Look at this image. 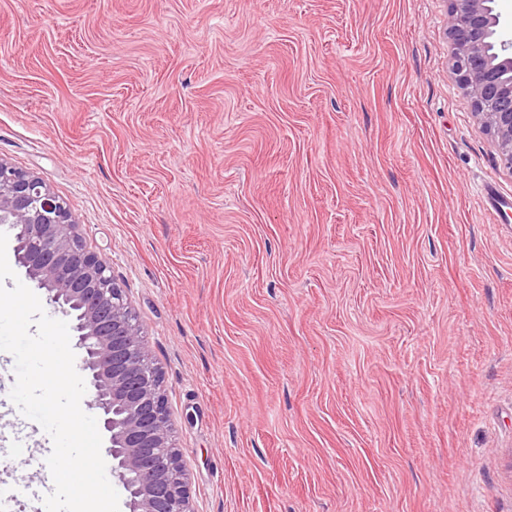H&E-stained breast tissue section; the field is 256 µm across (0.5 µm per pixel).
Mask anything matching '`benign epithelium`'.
Instances as JSON below:
<instances>
[{
	"instance_id": "benign-epithelium-1",
	"label": "benign epithelium",
	"mask_w": 512,
	"mask_h": 512,
	"mask_svg": "<svg viewBox=\"0 0 512 512\" xmlns=\"http://www.w3.org/2000/svg\"><path fill=\"white\" fill-rule=\"evenodd\" d=\"M453 68L512 173V31L499 0H448ZM0 224L15 265L71 322L112 475L128 512H191L182 450L142 325L106 262L86 250L66 202L0 159Z\"/></svg>"
}]
</instances>
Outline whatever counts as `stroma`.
<instances>
[{
    "mask_svg": "<svg viewBox=\"0 0 512 512\" xmlns=\"http://www.w3.org/2000/svg\"><path fill=\"white\" fill-rule=\"evenodd\" d=\"M452 62L446 0H0V158L124 288L193 512H512V173Z\"/></svg>",
    "mask_w": 512,
    "mask_h": 512,
    "instance_id": "obj_1",
    "label": "stroma"
}]
</instances>
